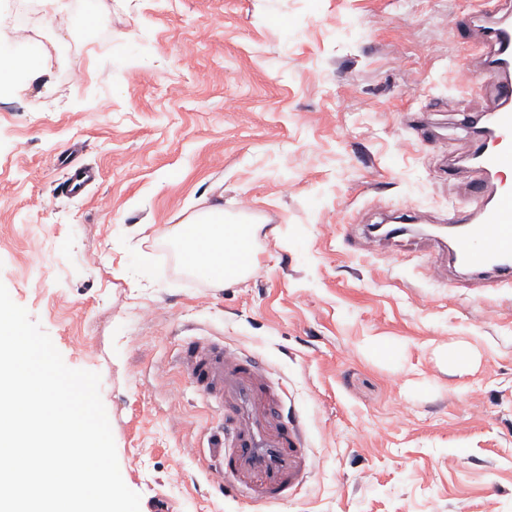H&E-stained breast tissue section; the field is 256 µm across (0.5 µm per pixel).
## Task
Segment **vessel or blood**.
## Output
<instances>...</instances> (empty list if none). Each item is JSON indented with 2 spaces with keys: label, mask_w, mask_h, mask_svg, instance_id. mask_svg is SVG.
<instances>
[{
  "label": "vessel or blood",
  "mask_w": 512,
  "mask_h": 512,
  "mask_svg": "<svg viewBox=\"0 0 512 512\" xmlns=\"http://www.w3.org/2000/svg\"><path fill=\"white\" fill-rule=\"evenodd\" d=\"M475 21L490 50L487 74L497 104L462 119L473 137L474 176L469 204L450 220V253L479 287L512 288V187L503 179L512 170V22L481 14ZM178 363L204 400L224 409L208 438L219 475L242 487L254 506L292 498L312 471L311 458L304 424L285 415V391L266 364L211 336L186 342Z\"/></svg>",
  "instance_id": "obj_1"
}]
</instances>
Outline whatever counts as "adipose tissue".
<instances>
[{
    "mask_svg": "<svg viewBox=\"0 0 512 512\" xmlns=\"http://www.w3.org/2000/svg\"><path fill=\"white\" fill-rule=\"evenodd\" d=\"M260 231L249 218L225 215L222 206L214 205L173 225L167 237L188 269L201 272L212 287L220 288L247 276L242 258Z\"/></svg>",
    "mask_w": 512,
    "mask_h": 512,
    "instance_id": "obj_1",
    "label": "adipose tissue"
}]
</instances>
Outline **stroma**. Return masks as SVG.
<instances>
[{"label":"stroma","instance_id":"1","mask_svg":"<svg viewBox=\"0 0 512 512\" xmlns=\"http://www.w3.org/2000/svg\"><path fill=\"white\" fill-rule=\"evenodd\" d=\"M493 5L0 0V54L48 68L0 95V283L99 374L141 512H512V288L435 280L446 240L425 230L469 202L455 122L493 91L456 74L481 71L467 17ZM213 203L267 219L223 288L160 250ZM408 211L397 245L366 246ZM199 333L268 363L304 419L312 474L287 503L216 477L222 410L177 364ZM461 340L477 355L453 374Z\"/></svg>","mask_w":512,"mask_h":512}]
</instances>
